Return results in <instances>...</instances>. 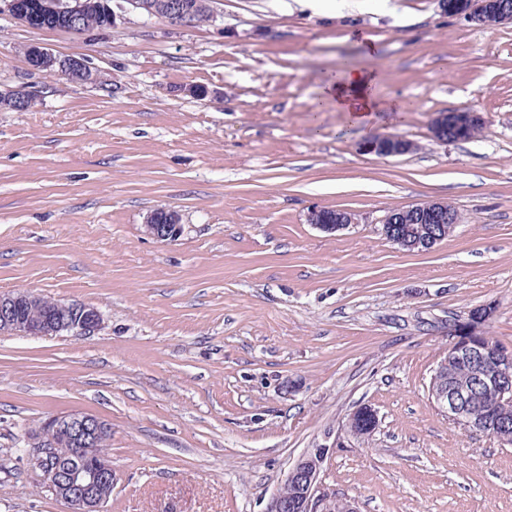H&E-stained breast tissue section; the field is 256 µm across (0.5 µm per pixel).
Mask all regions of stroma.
<instances>
[{"instance_id": "obj_1", "label": "stroma", "mask_w": 512, "mask_h": 512, "mask_svg": "<svg viewBox=\"0 0 512 512\" xmlns=\"http://www.w3.org/2000/svg\"><path fill=\"white\" fill-rule=\"evenodd\" d=\"M174 27L138 13L84 35L0 12V292L103 316L91 336L0 334V512H66L27 461L52 415L110 423L104 512H265L305 452L358 512H512V446L431 403L450 324L478 306L512 350V24L437 0H215ZM85 60L94 82L33 70L24 46ZM375 71L403 117L351 126L327 73ZM478 135L436 143L442 113ZM383 134L413 151L380 156ZM451 204L453 232L407 252L385 212ZM354 224L327 233L314 208ZM182 232L145 229L156 210ZM375 410L372 435L351 433ZM448 115L456 117L457 125H464L466 123H480V117L476 112H472L468 109L453 110L450 113H444L438 120L433 124L432 134L434 139L439 143H448V140H460L465 141L474 138L480 131V125L461 128V129H450L448 137L445 136L444 130L446 128V122ZM365 151L381 156H396L411 152L414 145L400 137L371 136L363 142ZM154 215L157 222L167 219L164 210H157ZM154 215L152 214L145 224L146 231L151 237L158 241H173L180 235L182 227L178 224V217L175 214L169 212L168 221L165 224L156 223Z\"/></svg>"}]
</instances>
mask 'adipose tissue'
Here are the masks:
<instances>
[{
	"label": "adipose tissue",
	"mask_w": 512,
	"mask_h": 512,
	"mask_svg": "<svg viewBox=\"0 0 512 512\" xmlns=\"http://www.w3.org/2000/svg\"><path fill=\"white\" fill-rule=\"evenodd\" d=\"M376 83L375 72L347 69L326 77L319 97L333 100L337 109L346 113L351 124L361 125L387 108L375 93Z\"/></svg>",
	"instance_id": "ef3b65f1"
}]
</instances>
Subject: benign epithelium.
I'll return each mask as SVG.
<instances>
[{"instance_id":"benign-epithelium-1","label":"benign epithelium","mask_w":512,"mask_h":512,"mask_svg":"<svg viewBox=\"0 0 512 512\" xmlns=\"http://www.w3.org/2000/svg\"><path fill=\"white\" fill-rule=\"evenodd\" d=\"M112 17L127 12L155 16L178 27L189 25L190 15L180 0H113ZM468 22L480 27H495L512 23V6L502 4L491 10L488 0H464L459 13ZM36 52L43 66L51 73L63 76L65 72L83 63H75L56 55L52 49L39 45ZM456 123H478L480 117L468 109L443 114L432 127L434 139L448 142L444 130L448 116ZM364 150L381 156H396L411 152L414 145L400 137L372 136L363 142ZM308 221L325 232H336L354 223L351 213L338 210L333 215L315 208ZM460 223L458 212L440 201L423 202L402 208H392L382 217L383 233L391 241L408 251H428L448 237V228ZM403 225L400 232L393 226ZM147 233L158 241H173L181 233L178 217L171 213L167 223H157L149 218ZM47 304L45 316L22 319L19 313L33 304ZM491 315L488 306L471 311L464 320L453 323L454 337L448 354L434 368L429 384L433 404L448 417V421L467 430L492 435L505 423V415L494 407H477L471 396L473 383L454 378L451 365L468 364L475 368L476 380L487 390L497 393L502 404L512 403V351L495 349L489 343L484 324ZM103 317L97 308L82 303L47 301L28 291L0 293V332L25 336H53L65 332L71 336H90L100 330ZM367 418L377 423L376 413L370 407L353 412L348 420L350 431L359 434V419ZM111 434L109 425L99 417L80 411L47 418L39 430L28 438V458L31 465L41 472V477L54 496L64 502L67 512H103L108 497L105 488L112 486V465L102 454L91 462L83 458L91 455L93 448ZM327 449L313 448L303 454L289 469L285 485L292 488L289 495L277 490L266 512H335V500L320 481V471Z\"/></svg>"}]
</instances>
